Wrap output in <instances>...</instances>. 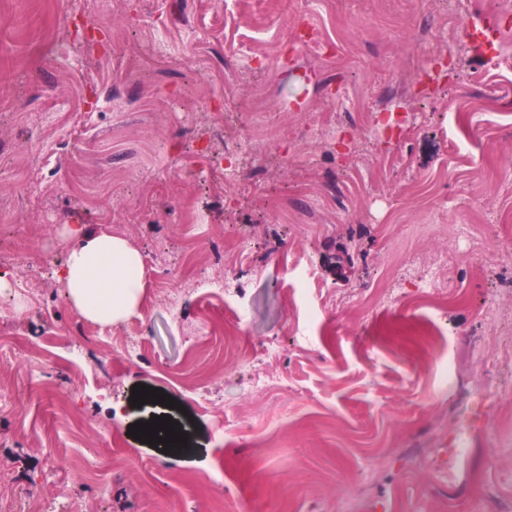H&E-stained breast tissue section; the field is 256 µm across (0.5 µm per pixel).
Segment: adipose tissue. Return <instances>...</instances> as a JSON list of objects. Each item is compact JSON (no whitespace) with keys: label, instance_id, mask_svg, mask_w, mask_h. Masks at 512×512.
<instances>
[{"label":"adipose tissue","instance_id":"1","mask_svg":"<svg viewBox=\"0 0 512 512\" xmlns=\"http://www.w3.org/2000/svg\"><path fill=\"white\" fill-rule=\"evenodd\" d=\"M68 235L75 245L58 274L68 301L86 319L111 326L133 315L140 306L144 259L120 236L95 234L74 224Z\"/></svg>","mask_w":512,"mask_h":512}]
</instances>
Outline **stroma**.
Segmentation results:
<instances>
[{
	"mask_svg": "<svg viewBox=\"0 0 512 512\" xmlns=\"http://www.w3.org/2000/svg\"><path fill=\"white\" fill-rule=\"evenodd\" d=\"M485 12L489 45L465 0H0V512L512 503V11ZM70 224L128 239L144 298L85 349L87 392L34 390L21 351L83 321ZM448 247L471 271L429 272ZM200 271L233 286L192 292ZM431 273L462 300L418 304ZM205 321L227 335L191 346ZM138 383L180 402L188 454L129 435ZM81 455L111 462L106 496Z\"/></svg>",
	"mask_w": 512,
	"mask_h": 512,
	"instance_id": "1",
	"label": "stroma"
}]
</instances>
